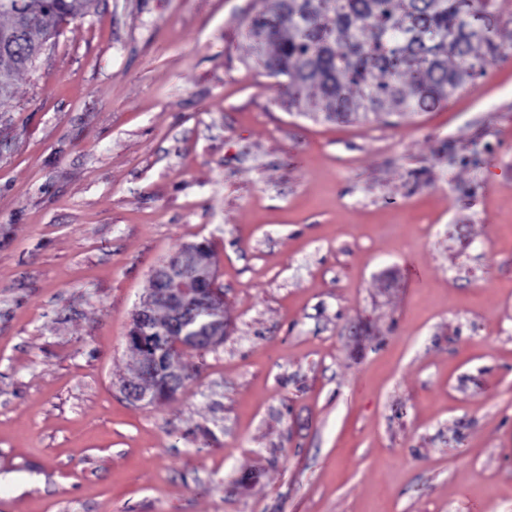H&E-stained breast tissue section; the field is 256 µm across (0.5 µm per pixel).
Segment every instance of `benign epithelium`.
Returning <instances> with one entry per match:
<instances>
[{
	"instance_id": "1",
	"label": "benign epithelium",
	"mask_w": 512,
	"mask_h": 512,
	"mask_svg": "<svg viewBox=\"0 0 512 512\" xmlns=\"http://www.w3.org/2000/svg\"><path fill=\"white\" fill-rule=\"evenodd\" d=\"M155 287L135 309L128 341L140 344L138 375L122 383V391L133 403L146 404L153 396L164 393L176 395L185 386L181 370L169 366L158 369L161 352L157 345L170 336L178 338L177 346L208 348L224 338L226 324L222 313L214 310L201 320L197 312V289H216L202 248L193 246L156 266L150 276ZM160 303L172 307V318L164 326L153 321V313Z\"/></svg>"
}]
</instances>
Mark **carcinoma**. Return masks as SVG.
Masks as SVG:
<instances>
[{"instance_id": "obj_1", "label": "carcinoma", "mask_w": 512, "mask_h": 512, "mask_svg": "<svg viewBox=\"0 0 512 512\" xmlns=\"http://www.w3.org/2000/svg\"><path fill=\"white\" fill-rule=\"evenodd\" d=\"M92 0H0V101L64 22ZM248 37L263 68L282 76L288 105L325 121L366 120L390 108L425 112L481 74L494 44L490 0H265ZM316 91L314 97L305 91Z\"/></svg>"}]
</instances>
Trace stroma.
Segmentation results:
<instances>
[{
	"instance_id": "stroma-1",
	"label": "stroma",
	"mask_w": 512,
	"mask_h": 512,
	"mask_svg": "<svg viewBox=\"0 0 512 512\" xmlns=\"http://www.w3.org/2000/svg\"><path fill=\"white\" fill-rule=\"evenodd\" d=\"M262 0H93L0 107V512H512V60L298 114ZM229 334L140 405L152 269Z\"/></svg>"
}]
</instances>
